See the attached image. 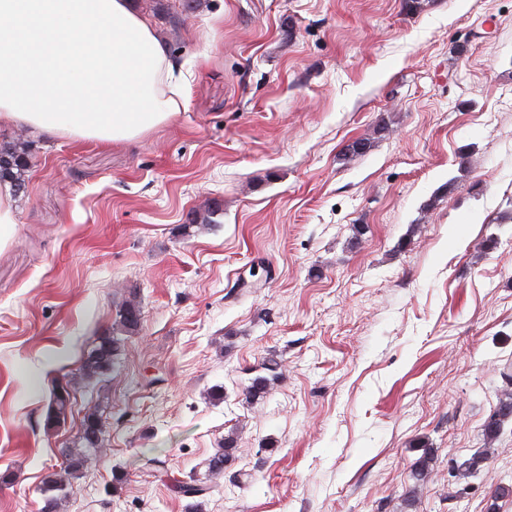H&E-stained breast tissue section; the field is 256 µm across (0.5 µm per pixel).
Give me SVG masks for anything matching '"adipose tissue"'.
<instances>
[{"mask_svg": "<svg viewBox=\"0 0 512 512\" xmlns=\"http://www.w3.org/2000/svg\"><path fill=\"white\" fill-rule=\"evenodd\" d=\"M186 83L132 0H0V124L131 140L184 109Z\"/></svg>", "mask_w": 512, "mask_h": 512, "instance_id": "ef3b65f1", "label": "adipose tissue"}]
</instances>
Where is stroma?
I'll use <instances>...</instances> for the list:
<instances>
[{"instance_id":"1","label":"stroma","mask_w":512,"mask_h":512,"mask_svg":"<svg viewBox=\"0 0 512 512\" xmlns=\"http://www.w3.org/2000/svg\"><path fill=\"white\" fill-rule=\"evenodd\" d=\"M181 3L137 0L188 73L182 112L107 144L0 128L28 159L0 249V512H42L94 409L57 512H188L172 480L232 431L202 512H406L413 486L416 512H512L491 499L512 422L483 434L512 365V0ZM132 289L140 327L88 379ZM270 356L278 380L247 400ZM121 347V339L114 334H105L81 361V370L87 377H102L111 369ZM101 419L96 410L84 415L79 437V448H63L66 457L63 470L48 474L42 483L41 492L44 496L43 512H56L58 502L67 496L71 480L79 478L84 469L86 452L98 448L101 435ZM94 432L93 437L89 430ZM237 448V438L233 432L224 436L223 443L208 459L207 468L212 474H219L224 471L228 463L234 460V454Z\"/></svg>"}]
</instances>
